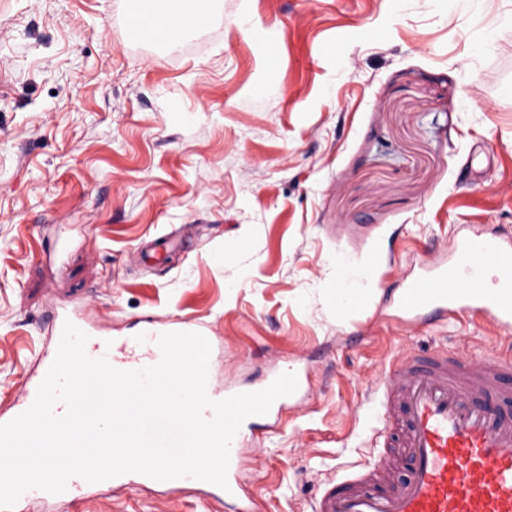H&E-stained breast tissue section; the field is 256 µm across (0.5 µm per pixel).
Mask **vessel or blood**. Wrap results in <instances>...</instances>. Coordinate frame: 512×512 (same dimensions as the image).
I'll return each instance as SVG.
<instances>
[{
    "label": "vessel or blood",
    "mask_w": 512,
    "mask_h": 512,
    "mask_svg": "<svg viewBox=\"0 0 512 512\" xmlns=\"http://www.w3.org/2000/svg\"><path fill=\"white\" fill-rule=\"evenodd\" d=\"M209 0L181 10L173 0H129L133 41H145L137 19L150 16L162 44H180L187 28L181 13L204 15ZM394 319L411 325L424 317L476 312L512 332V238L477 233L454 239L447 258L423 266L405 281L392 302ZM158 332L105 343L89 340L88 356L109 353L121 370L158 363ZM512 356L495 352L477 360L438 350L404 354L389 363L370 391L382 412L376 464L327 481L311 512H512V414L499 404L512 397ZM242 436H235L227 472L226 500L238 512H254L242 501L237 460Z\"/></svg>",
    "instance_id": "vessel-or-blood-1"
}]
</instances>
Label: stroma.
<instances>
[{"label": "stroma", "instance_id": "1", "mask_svg": "<svg viewBox=\"0 0 512 512\" xmlns=\"http://www.w3.org/2000/svg\"><path fill=\"white\" fill-rule=\"evenodd\" d=\"M512 0H214L177 47L125 0H0V416L57 315L211 345L212 387L302 393L245 432L255 512H309L376 461L390 359L499 350L479 316L403 325L395 286L452 238L512 234ZM379 257L336 319V263ZM16 512H235L193 480L92 484ZM343 279H350L349 288L336 289V307L338 316L342 319H351L362 307L367 304L376 292L375 282L366 278L363 282L354 279V272L351 268L341 271Z\"/></svg>", "mask_w": 512, "mask_h": 512}]
</instances>
